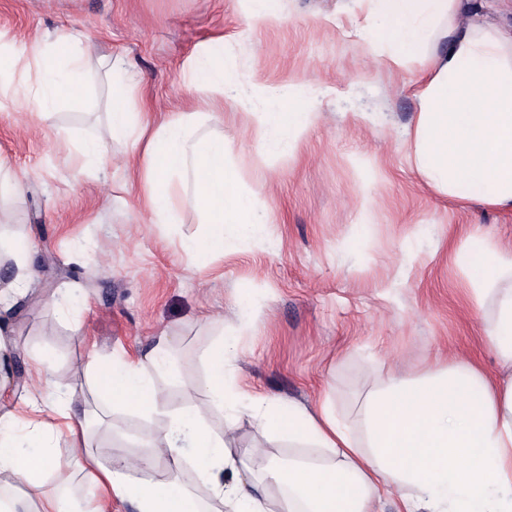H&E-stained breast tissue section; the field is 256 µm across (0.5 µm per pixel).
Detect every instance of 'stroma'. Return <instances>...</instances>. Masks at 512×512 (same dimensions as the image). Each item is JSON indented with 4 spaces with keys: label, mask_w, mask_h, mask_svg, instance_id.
<instances>
[{
    "label": "stroma",
    "mask_w": 512,
    "mask_h": 512,
    "mask_svg": "<svg viewBox=\"0 0 512 512\" xmlns=\"http://www.w3.org/2000/svg\"><path fill=\"white\" fill-rule=\"evenodd\" d=\"M370 9V0H280L283 20L267 26L247 0H0L1 36L30 43L76 32L86 59L82 98L60 105L52 124L0 109V208L10 216L0 240L27 242L37 280L6 316L20 373L1 406L24 405L33 360L46 356L83 409L90 359L135 356L163 333L196 400L205 397L200 354L221 333L239 340L238 384L326 398L347 418L381 363L406 379L445 354L494 368L488 314L469 306L457 253L475 227L512 244V211L464 207L421 182L408 133L423 66L413 60L400 73L373 56L355 33ZM458 18L511 35L512 0H458ZM216 51L242 81L317 92L323 117L295 157L276 158L244 113H207L200 134L234 135L233 163L271 225L269 240L202 267L179 247L205 232L201 211L185 201L178 223H155L129 145L109 136L108 69L139 74L146 117L187 112L198 99L190 69ZM88 140L107 158L86 171L78 148ZM254 298L262 320L245 330ZM92 407L101 458L145 426Z\"/></svg>",
    "instance_id": "obj_1"
}]
</instances>
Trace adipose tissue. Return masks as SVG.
Listing matches in <instances>:
<instances>
[{"instance_id":"ef3b65f1","label":"adipose tissue","mask_w":512,"mask_h":512,"mask_svg":"<svg viewBox=\"0 0 512 512\" xmlns=\"http://www.w3.org/2000/svg\"><path fill=\"white\" fill-rule=\"evenodd\" d=\"M372 2L383 29H361V37L393 68L418 56L425 63L412 129L413 164L425 184L454 200L512 210V37L487 24H459L455 0ZM0 56L10 59L0 70V93L41 121L82 92L77 79L54 75L50 44L0 41ZM20 83L22 94L12 95ZM190 83L210 101L233 100L274 156H294L320 118L313 99L292 87L236 91L234 72L214 55L196 61ZM138 99V80L126 77L106 114L112 138L140 156L155 221L176 223L172 193L188 188L208 231L182 239L185 253L216 257L265 240L269 219L229 158L230 136L199 135L197 112L165 116L145 133ZM470 238L479 247L461 251L458 262L469 303L490 312L499 380L479 363L454 359L412 381L380 371L349 420L325 401L287 403L235 385L238 342L220 336L202 354L207 394L197 402L192 387L177 381L170 340L161 336L135 357L91 365L97 399L151 424L134 436L135 451L118 448L103 462L88 452L87 421L71 418L72 400L42 357L29 416L0 412V479L28 488L19 502L0 492V512H112L116 502L133 512H374L391 490L398 512H512V249L477 229ZM217 414L232 419L219 432L210 423ZM241 421L262 443L239 447ZM61 432L89 474L90 492L80 500L44 489L59 467L46 440ZM281 439L298 454L267 456L264 441ZM254 457L266 460L261 473L247 464ZM187 468L205 494L180 480Z\"/></svg>"}]
</instances>
